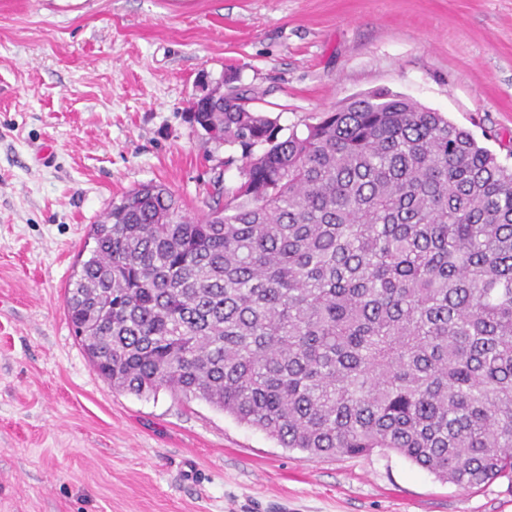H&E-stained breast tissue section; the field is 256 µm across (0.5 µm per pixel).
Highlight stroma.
Listing matches in <instances>:
<instances>
[{
	"mask_svg": "<svg viewBox=\"0 0 512 512\" xmlns=\"http://www.w3.org/2000/svg\"><path fill=\"white\" fill-rule=\"evenodd\" d=\"M283 129L386 89L512 166V0H0V512H512L392 451L309 456L205 401L112 390L67 320L92 224L140 184L205 212L227 70Z\"/></svg>",
	"mask_w": 512,
	"mask_h": 512,
	"instance_id": "1",
	"label": "stroma"
}]
</instances>
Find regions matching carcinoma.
Wrapping results in <instances>:
<instances>
[{"label": "carcinoma", "mask_w": 512, "mask_h": 512, "mask_svg": "<svg viewBox=\"0 0 512 512\" xmlns=\"http://www.w3.org/2000/svg\"><path fill=\"white\" fill-rule=\"evenodd\" d=\"M195 99L240 180L200 218L141 184L65 292L112 389L198 398L311 456L393 451L512 485V167L388 90L280 135L250 90Z\"/></svg>", "instance_id": "1"}]
</instances>
